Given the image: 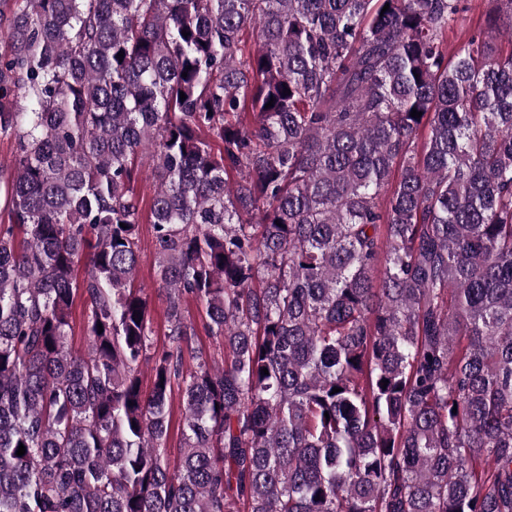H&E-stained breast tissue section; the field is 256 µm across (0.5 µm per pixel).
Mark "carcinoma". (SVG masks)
<instances>
[{"label": "carcinoma", "instance_id": "obj_1", "mask_svg": "<svg viewBox=\"0 0 512 512\" xmlns=\"http://www.w3.org/2000/svg\"><path fill=\"white\" fill-rule=\"evenodd\" d=\"M9 2L0 512H512L496 24L450 59L461 0ZM138 190L141 196L144 197L145 205L143 212L142 223L140 224V237H141V259L138 268L136 284L144 288L146 297L149 302V307L154 321L155 341L158 347H162L165 343V332L167 323L165 321L166 311V297L155 274L154 269V246L152 226L150 224L149 205L153 194V189L150 181L143 180L138 183Z\"/></svg>", "mask_w": 512, "mask_h": 512}]
</instances>
